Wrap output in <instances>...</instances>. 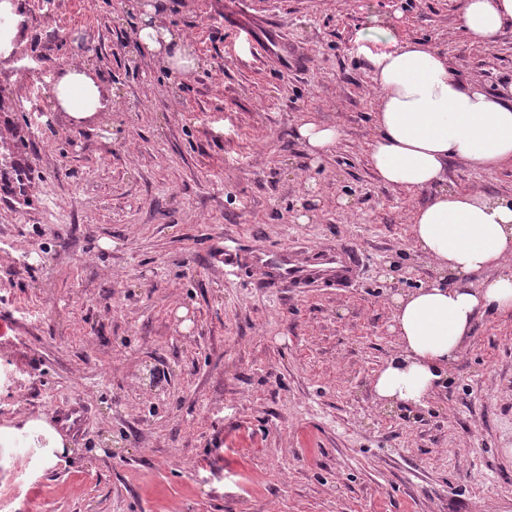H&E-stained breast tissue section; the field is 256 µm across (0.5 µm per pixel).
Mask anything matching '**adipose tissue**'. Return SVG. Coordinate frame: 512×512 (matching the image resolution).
Here are the masks:
<instances>
[{
  "label": "adipose tissue",
  "instance_id": "obj_1",
  "mask_svg": "<svg viewBox=\"0 0 512 512\" xmlns=\"http://www.w3.org/2000/svg\"><path fill=\"white\" fill-rule=\"evenodd\" d=\"M156 0L144 7L136 45L161 66L189 72L186 38L163 26ZM462 25L475 42H494L512 21V0H462ZM380 89L378 135L369 166L391 188L429 191L413 216L412 246L440 280L393 295L400 338L374 381L387 404L420 405L463 350L477 314L512 309V198L446 185L449 159L492 171L512 161V102L480 83L462 85L439 48L391 44L370 54ZM102 77L61 65L50 94L56 109L82 121L105 109Z\"/></svg>",
  "mask_w": 512,
  "mask_h": 512
}]
</instances>
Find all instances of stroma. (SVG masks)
I'll list each match as a JSON object with an SVG mask.
<instances>
[{
  "instance_id": "1",
  "label": "stroma",
  "mask_w": 512,
  "mask_h": 512,
  "mask_svg": "<svg viewBox=\"0 0 512 512\" xmlns=\"http://www.w3.org/2000/svg\"><path fill=\"white\" fill-rule=\"evenodd\" d=\"M148 2L25 0L0 58V176L31 173L23 208L0 198V512H512L511 308L477 316L424 406L373 392L391 296L440 273L411 248L427 192L368 164L364 56L420 41L494 93L512 24L474 44L460 0H164L186 73L134 57ZM64 63L105 80L80 124L50 109ZM307 121L342 132L317 158ZM446 176L512 196V163ZM339 245L348 284L284 288L254 260ZM70 411L66 453L24 444Z\"/></svg>"
}]
</instances>
